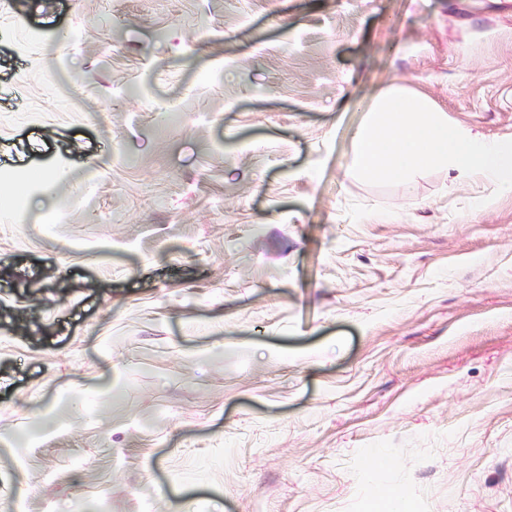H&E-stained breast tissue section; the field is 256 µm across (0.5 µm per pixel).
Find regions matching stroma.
<instances>
[{
  "instance_id": "stroma-1",
  "label": "stroma",
  "mask_w": 512,
  "mask_h": 512,
  "mask_svg": "<svg viewBox=\"0 0 512 512\" xmlns=\"http://www.w3.org/2000/svg\"><path fill=\"white\" fill-rule=\"evenodd\" d=\"M391 85L512 139V0H0V512H512V194L350 174ZM81 393L75 389L61 387L55 399L48 405L40 416V419L21 439L22 448H34L42 440L50 435V430L56 426L53 420V412L62 403L72 401L80 396Z\"/></svg>"
}]
</instances>
